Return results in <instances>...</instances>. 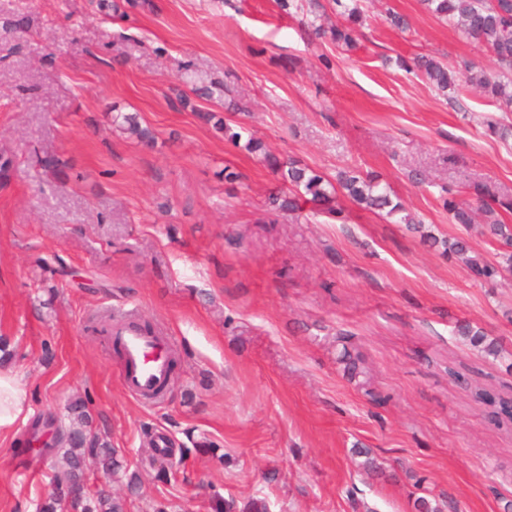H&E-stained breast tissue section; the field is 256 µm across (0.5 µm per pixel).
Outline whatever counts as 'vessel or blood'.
Returning a JSON list of instances; mask_svg holds the SVG:
<instances>
[{"instance_id": "b4317fda", "label": "vessel or blood", "mask_w": 512, "mask_h": 512, "mask_svg": "<svg viewBox=\"0 0 512 512\" xmlns=\"http://www.w3.org/2000/svg\"><path fill=\"white\" fill-rule=\"evenodd\" d=\"M112 339L121 358L124 391L146 404L161 401L172 379L174 338L160 331H144L136 312L129 310L113 323Z\"/></svg>"}]
</instances>
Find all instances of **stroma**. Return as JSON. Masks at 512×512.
Returning a JSON list of instances; mask_svg holds the SVG:
<instances>
[{"instance_id": "35a3bbf8", "label": "stroma", "mask_w": 512, "mask_h": 512, "mask_svg": "<svg viewBox=\"0 0 512 512\" xmlns=\"http://www.w3.org/2000/svg\"><path fill=\"white\" fill-rule=\"evenodd\" d=\"M0 0V338L28 413L0 433V512H36L54 460L18 445L75 398L122 464L126 512H413L423 493L457 512L512 500V425L471 389L512 373L455 333L467 321L512 351V274H474L422 233L503 247L452 223L442 188L512 224V138L481 123L490 99L441 95L400 60L496 63L418 0H366L352 49L305 33L275 0ZM404 16L394 28L387 11ZM208 88L209 96L194 90ZM137 113L142 145L112 116ZM231 116L263 151L201 120ZM335 178L373 173L421 229L343 202L336 220L285 192L264 152ZM237 177L227 180L225 170ZM135 309L178 350L162 403L120 384L97 314ZM358 357L348 378L342 351ZM465 374L449 378L446 369ZM176 441L157 456V431ZM383 473L362 470L354 446Z\"/></svg>"}]
</instances>
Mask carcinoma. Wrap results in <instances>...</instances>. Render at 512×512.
<instances>
[{
	"instance_id": "cac0c4a2",
	"label": "carcinoma",
	"mask_w": 512,
	"mask_h": 512,
	"mask_svg": "<svg viewBox=\"0 0 512 512\" xmlns=\"http://www.w3.org/2000/svg\"><path fill=\"white\" fill-rule=\"evenodd\" d=\"M423 10L442 23L454 28L463 38L482 44L494 57L499 70L488 72L474 65L455 70L433 56H420L413 64L429 83L442 95H457L469 87L481 89L493 99L496 109L503 113L499 118L486 120L488 130L503 140L512 134V124L505 122V114L512 112V0H419ZM341 7L342 21L330 28L336 45H352L356 26L363 20L362 0H335ZM203 118L215 120L216 128L224 131L227 140L239 143L242 134L234 130L224 118L214 113H205ZM113 125L127 131L141 142L154 139L152 132L141 126L138 116L119 112L112 119ZM264 158L280 173L284 183L291 186L289 192L271 198L270 204L278 211H293L298 208L301 197L308 198L319 212L340 217L339 196H344L358 207L383 212L396 219L399 224L416 225L420 219L409 211L400 198L393 196L389 186L381 183L372 174L357 170L343 171L332 181L325 176L299 164L296 160L281 162L269 153ZM444 206L454 224L474 222L475 207L472 203L450 197L444 199ZM489 231L502 246L512 249V225L495 220L489 224ZM430 246L442 244L444 251L463 254L469 250L467 241H439L427 239ZM457 335L477 348L486 358L505 365L512 373V352L506 351L497 341L488 338L485 332L469 323L457 326ZM69 424L57 428L55 443L47 449L58 454L65 464L63 476L57 480L53 492L37 506V512H124L120 499L112 496L107 489L93 493L86 488V462L93 461L106 476L119 474L121 464L111 444L95 434L89 422V412L82 400H75L68 406ZM414 512H442L436 499L422 495L413 502Z\"/></svg>"
}]
</instances>
